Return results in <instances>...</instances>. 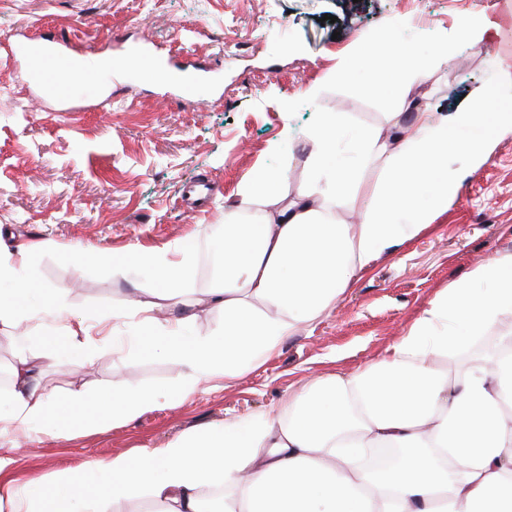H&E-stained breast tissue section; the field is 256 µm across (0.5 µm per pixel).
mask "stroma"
I'll list each match as a JSON object with an SVG mask.
<instances>
[{
	"instance_id": "stroma-1",
	"label": "stroma",
	"mask_w": 512,
	"mask_h": 512,
	"mask_svg": "<svg viewBox=\"0 0 512 512\" xmlns=\"http://www.w3.org/2000/svg\"><path fill=\"white\" fill-rule=\"evenodd\" d=\"M470 17L491 22L477 43L456 42L453 59L433 70L424 89L434 116L475 100L491 68L512 65V0H0V38L21 40L46 27L75 51L104 59L130 49L174 55L216 68L193 101L166 95L159 73L130 64L86 112H54L26 87L24 58L0 59V246L44 242L19 276L35 292L63 295L68 315L94 321L153 299L161 283L136 255L152 247L169 260L189 253L183 298L196 307L191 329L220 334L221 311L205 303L218 272L205 267L216 230L239 202L241 183L260 169L288 170L287 193L309 179L307 134L341 117L355 131L391 141L397 85L356 70L334 78L339 59L361 36L391 32L401 47L428 53L432 33L455 32ZM315 98H305L307 88ZM383 172L382 160L360 173L351 204L337 215L359 223ZM204 198L183 204L194 183ZM512 249V133L496 137L482 167L421 235L374 262L316 321L302 326L258 369L215 377L190 399L161 404L131 422L63 435L36 427L0 432V490L34 483L52 491L60 471L124 455L139 458L186 435L274 411L317 378L354 374L389 347L448 284ZM112 255L78 265L74 252ZM121 269H114V262ZM60 325L18 331L0 323V366L34 358L58 398L127 382L141 388L176 383L181 365L155 350L150 328L140 345L96 337L84 362L66 364L48 342Z\"/></svg>"
}]
</instances>
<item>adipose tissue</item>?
<instances>
[{"label": "adipose tissue", "mask_w": 512, "mask_h": 512, "mask_svg": "<svg viewBox=\"0 0 512 512\" xmlns=\"http://www.w3.org/2000/svg\"><path fill=\"white\" fill-rule=\"evenodd\" d=\"M489 26L464 21L455 35H436L430 55L401 56L394 113L413 121L394 149L339 121L319 125L308 133L310 178L293 195L280 194L285 175L278 171H258L240 186L242 211L259 200L270 208L248 223L227 222L217 244L223 285L211 289L209 302L224 313L221 335L194 334L186 312L157 326L152 303L131 302L128 314L152 326L153 342L180 363L175 385L77 391L60 403L23 358L0 397V425H48L63 434L76 424L91 431L104 420L127 423L160 403L192 397L215 375L257 368L328 311L381 255L447 211L464 180L448 162L451 153L477 169L491 156L497 131H512V113H501L492 131L474 102L436 120L415 93L433 65L448 62L455 39L480 41ZM377 153L386 165L373 206L360 224L337 223L360 167ZM137 261L159 271L168 300L181 296L190 255L172 262L143 249ZM480 282L489 288L478 296L473 286ZM509 313L512 250H505L443 288L388 355L358 373L320 378L277 411L187 435L136 461L118 456L80 475L59 472L54 483L79 495L83 512H98L96 500L82 494L89 485L116 501L147 490L152 512H202L200 489L217 478L229 488L221 512H512V358L477 360L456 375L437 364ZM49 318L64 320L70 358L80 359L91 340L83 320L67 319L61 296H40L23 312L0 296L2 323ZM368 448L403 454L378 477L359 464Z\"/></svg>", "instance_id": "1"}]
</instances>
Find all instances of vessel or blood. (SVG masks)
I'll return each mask as SVG.
<instances>
[{"mask_svg":"<svg viewBox=\"0 0 512 512\" xmlns=\"http://www.w3.org/2000/svg\"><path fill=\"white\" fill-rule=\"evenodd\" d=\"M17 51L28 61V82L46 99L64 105L80 98H93L106 81L102 60L87 53L74 57L67 40L54 33L20 42ZM149 65L160 67L166 86L184 99L193 96L192 78L205 74L206 68L196 63H175L156 56H147Z\"/></svg>","mask_w":512,"mask_h":512,"instance_id":"1","label":"vessel or blood"}]
</instances>
